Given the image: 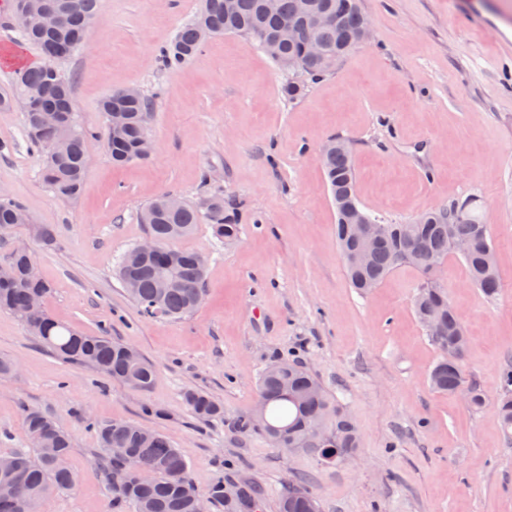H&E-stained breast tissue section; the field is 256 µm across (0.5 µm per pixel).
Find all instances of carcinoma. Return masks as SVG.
<instances>
[{"instance_id":"cac0c4a2","label":"carcinoma","mask_w":512,"mask_h":512,"mask_svg":"<svg viewBox=\"0 0 512 512\" xmlns=\"http://www.w3.org/2000/svg\"><path fill=\"white\" fill-rule=\"evenodd\" d=\"M99 0H43V6L59 18V24L46 29L38 17L31 18L21 38L38 45L46 56L58 50L56 60L66 59L80 46L86 26L95 16ZM304 17L296 0H279L274 11L265 0H201L199 11L178 31L172 44L161 51L162 65L172 68L195 56L205 40L214 35L237 34L250 39L281 69L296 71L317 80L336 67L355 46L356 33L365 14L358 0H308ZM321 47L326 60L307 61L310 48ZM36 96L34 108L24 113V124L31 142L44 153L43 179L54 194L64 200L76 198L86 171L85 131L72 108V84L55 65L29 66L19 71L12 88L0 94V109L9 108L13 98ZM106 120L107 147L112 163L126 164L146 158L152 149L149 125L151 104L140 92L129 88L112 91L101 103ZM321 165L336 205V237L345 261L351 285L363 292L375 288L392 270L410 266L426 281L414 296L419 321L437 309L441 329L428 334L440 354L431 372L432 386L443 393L469 392L468 403L480 407L483 395L465 385L463 361L469 339L465 328L448 302L447 291L433 280V274L454 252V244L465 241L463 256L471 278L483 294L495 297L501 281L494 247L486 225L472 215L473 200L452 203L430 211L423 224H389L385 237L367 254L363 262L351 259L358 247L352 241L345 210L358 206L356 176L351 148L342 138L328 139L321 149ZM169 195L152 200L140 215L147 232L159 242L157 253L140 262H121V282L132 280L136 288L128 291L145 319H175L190 314L203 297L205 259L175 247L197 224L208 223L215 234L235 239L239 224L224 217V197L213 196L199 206L186 202L178 207L168 204ZM21 224L33 225L37 236L48 246L56 232L49 225L32 224L25 208L8 195H0V232ZM33 263L26 252L14 254L10 274L0 279V308L12 311L29 332L47 347L70 361L89 364L134 389H145L153 380L154 369L145 359L128 362L123 344L109 336H89L65 326L47 315L44 307L30 308L33 296H46L48 285L32 282L25 275ZM186 403L197 418L210 421L224 416V408L199 391L185 395ZM25 435L30 449L9 453L16 460L13 480L16 494L0 498V512H36L37 504L56 491L75 484V475L67 466L72 448L69 433L47 414L25 408ZM253 413L260 414L265 436L280 437L282 449H301L331 462L358 448V433L353 422L335 407L319 381L304 367L279 361L268 366L259 382L258 400ZM498 415L505 435L512 434V370L502 375ZM101 448L105 451L106 486L112 500L131 506L135 512H193L191 500L182 496L180 487L188 482L186 463L180 449L161 433L130 422L96 425ZM128 448L125 460L112 457L111 449ZM240 495L224 498V482H216L209 494L224 512H253L257 500L247 483L237 485ZM280 512H318L312 494L292 482L281 496Z\"/></svg>"}]
</instances>
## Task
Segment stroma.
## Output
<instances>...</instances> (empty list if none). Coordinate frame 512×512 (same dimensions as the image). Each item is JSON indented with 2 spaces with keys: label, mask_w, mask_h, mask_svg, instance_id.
<instances>
[{
  "label": "stroma",
  "mask_w": 512,
  "mask_h": 512,
  "mask_svg": "<svg viewBox=\"0 0 512 512\" xmlns=\"http://www.w3.org/2000/svg\"><path fill=\"white\" fill-rule=\"evenodd\" d=\"M360 4L371 41L290 100L287 73L240 36L210 38L182 66L159 65L199 0H100L81 47L58 63L90 159L70 201L44 183L22 112L0 111V192L57 235L47 246L25 227L0 234V267L25 248L51 288L43 304L55 320L130 345L155 368L147 389L130 388L50 351L0 309V358L17 365L0 379V455L26 447V406L73 441L76 486L37 512H133L112 507L96 464L93 425L112 421L163 433L200 495L220 478L250 482L259 512H279L281 491L299 478L319 512H512V437L496 412L512 364V0ZM0 51V90L17 62L46 60L20 39L9 0H0ZM123 87L152 102L154 153L118 167L100 103ZM335 136L353 144L357 198L371 215L409 223L470 198L486 222L499 294L476 288L461 256L438 271L468 332L465 380L482 408L430 385L439 353L414 314L416 269L396 268L367 293L350 286L320 163ZM168 192L194 204L223 195L241 233L222 241L204 223L179 240L206 260L203 300L183 318L146 320L117 269L146 236L142 209ZM280 358L307 369L353 420L352 454L327 464L237 428L262 371ZM191 390L221 403L223 419L194 417Z\"/></svg>",
  "instance_id": "stroma-1"
}]
</instances>
